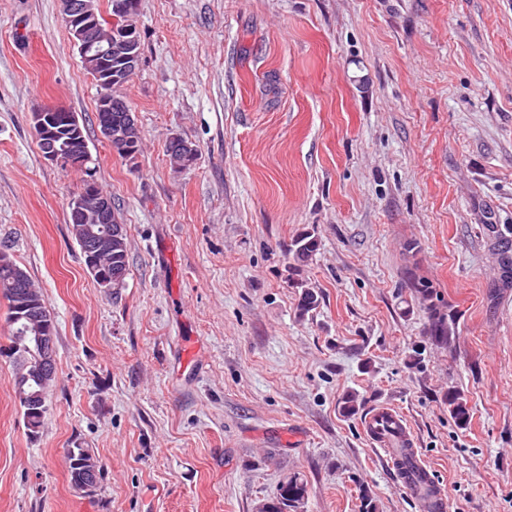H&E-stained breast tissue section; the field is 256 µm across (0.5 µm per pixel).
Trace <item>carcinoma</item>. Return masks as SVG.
Instances as JSON below:
<instances>
[{
	"label": "carcinoma",
	"instance_id": "obj_1",
	"mask_svg": "<svg viewBox=\"0 0 512 512\" xmlns=\"http://www.w3.org/2000/svg\"><path fill=\"white\" fill-rule=\"evenodd\" d=\"M130 44L134 50H141L140 33L136 29L134 11H125L124 22L118 24L112 30V47H120ZM140 143V130L132 129L128 132L127 138L122 140V145L116 147L115 152L122 158L138 151ZM104 224H73L71 232L75 241L105 232ZM320 246L318 235L314 231H305L297 235L288 249V280L292 286L301 289L297 308L300 313L305 314L316 308L318 296L313 289L308 287L304 281L298 279L310 261L313 260ZM104 262L112 265V268L120 269L124 274H129L128 265V238L127 233L112 239V248L104 252ZM407 287L414 298L418 301L420 308L427 314V335L432 342L441 347L451 346L454 337L457 336V316L447 310V305L440 292L433 282L424 276L413 271L407 272ZM15 285L11 281L0 278V295L8 301V323L10 336L8 339L9 355L13 358L17 367L15 387L16 392L29 393L31 391H47L54 378L46 377L38 372V365L42 358L39 345L36 343V336L43 333V325L54 323L51 313L45 306L42 294L37 288H32V300L36 303L41 313V323L31 324L28 329H23L18 321L14 302ZM445 401L448 402V411L457 426L463 428L470 422V409L463 400L461 394L450 390L445 394ZM70 482L74 487H79V480L82 474L94 470H100L98 460L86 448H71L68 451ZM300 495L305 499L308 495L307 482L298 474L285 476L279 482L276 495L269 500L272 512H282L281 505L285 500L291 499L294 495Z\"/></svg>",
	"mask_w": 512,
	"mask_h": 512
}]
</instances>
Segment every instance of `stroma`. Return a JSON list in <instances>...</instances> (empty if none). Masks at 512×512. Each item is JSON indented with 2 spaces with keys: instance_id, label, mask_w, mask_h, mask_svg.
Returning a JSON list of instances; mask_svg holds the SVG:
<instances>
[{
  "instance_id": "1",
  "label": "stroma",
  "mask_w": 512,
  "mask_h": 512,
  "mask_svg": "<svg viewBox=\"0 0 512 512\" xmlns=\"http://www.w3.org/2000/svg\"><path fill=\"white\" fill-rule=\"evenodd\" d=\"M125 85L141 150L96 120L60 0H0V249L56 324L30 435L0 297V512H255L279 481L305 512H425L363 424L390 405L450 490L446 512H512V0H140ZM76 112L130 244L96 284L68 223L84 174L45 160L32 114ZM179 135L198 149L174 170ZM315 229L299 315L288 248ZM416 269L458 319L434 345ZM471 412L457 427L444 395ZM356 394L348 416L342 399ZM103 473L70 483L68 449ZM295 494H299L301 499H306L308 495L307 482L300 474L286 475L279 482L276 495L267 501L271 504L273 512H283L281 505L285 500H290Z\"/></svg>"
}]
</instances>
